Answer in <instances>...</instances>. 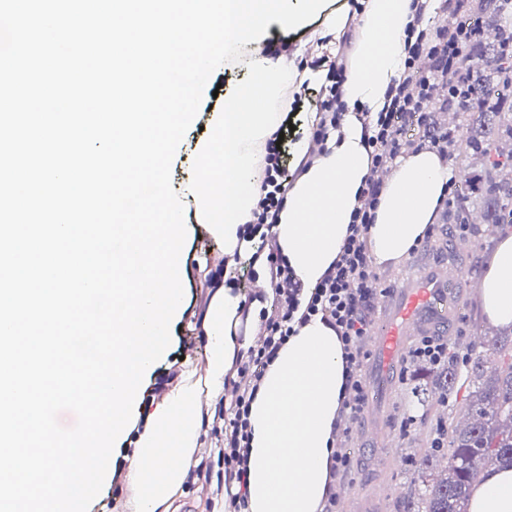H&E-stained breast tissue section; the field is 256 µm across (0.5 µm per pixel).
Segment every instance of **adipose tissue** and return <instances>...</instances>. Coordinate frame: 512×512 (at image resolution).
<instances>
[{"instance_id":"obj_1","label":"adipose tissue","mask_w":512,"mask_h":512,"mask_svg":"<svg viewBox=\"0 0 512 512\" xmlns=\"http://www.w3.org/2000/svg\"><path fill=\"white\" fill-rule=\"evenodd\" d=\"M320 28L292 54L270 58L250 44L243 63L251 78L211 114V133L198 147V167L180 192L196 222L209 225L227 256L254 254L243 226L264 176L265 144L303 83L325 71L299 67L315 40L354 30V48L342 84L348 112L324 150L288 189L271 228L303 287L311 288L335 259L355 196L370 174L364 129L355 115L380 111L404 60L410 0H346L322 11ZM451 171L422 149L399 158L380 196L369 235L375 265L397 262L424 236L443 201ZM487 321L512 327V232L502 233L478 282ZM243 304L232 287L217 288L203 314V373L183 370L150 414L129 464L136 488L128 512H172L202 434L203 399L224 393L225 379L245 350L237 328ZM344 363L335 332L320 320L299 328L267 369L251 406L249 512H318L328 473V439L342 396ZM468 512H512V469L484 472Z\"/></svg>"}]
</instances>
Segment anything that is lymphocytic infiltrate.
Masks as SVG:
<instances>
[{
    "instance_id": "obj_1",
    "label": "lymphocytic infiltrate",
    "mask_w": 512,
    "mask_h": 512,
    "mask_svg": "<svg viewBox=\"0 0 512 512\" xmlns=\"http://www.w3.org/2000/svg\"><path fill=\"white\" fill-rule=\"evenodd\" d=\"M463 6L464 0H447L449 21L431 26L426 24L425 18L432 9V0H412L414 23L406 37L403 67L387 100L375 115L364 112L356 115L357 120L364 123L372 175L356 197L346 235L335 259L317 285L308 290L297 281L268 229L278 221L291 177L305 173L316 154L310 151L293 161L287 150L277 149L273 144L267 147L265 177L254 209L255 220L246 230L260 237L259 250L264 254L272 301L270 306L259 311L254 344L237 357L233 371L226 379L233 392L230 405H219L214 410L212 431L224 437L217 459L200 461L193 469L194 475L207 479L214 468H223L225 480L237 485V491L231 497L235 512H246L247 507L251 404L267 368L288 339L295 335L296 325L306 324L316 317L335 332L345 364V390L330 437L331 488L319 508V512H340L334 486L352 471L347 444L352 424L367 404L363 375L364 338L375 302L384 293L372 264L369 240V228L375 220L382 191L381 182L375 180L373 174L392 169L396 161L412 149L425 147L442 158H451L456 135L451 130H438L434 122L436 101L433 91L439 85L446 87L448 103L460 112L471 102L464 89L467 79L460 73L458 63L477 37L478 29ZM351 50L352 37L344 35L334 60L328 64L327 76L332 83L325 87L315 115L313 140L316 144H323L328 131L337 127L346 112L340 88ZM287 168L292 171L288 178L283 175Z\"/></svg>"
}]
</instances>
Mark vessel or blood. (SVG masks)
<instances>
[{
  "label": "vessel or blood",
  "mask_w": 512,
  "mask_h": 512,
  "mask_svg": "<svg viewBox=\"0 0 512 512\" xmlns=\"http://www.w3.org/2000/svg\"><path fill=\"white\" fill-rule=\"evenodd\" d=\"M466 286L461 267L433 260L425 262L418 277L395 290L385 320L372 326L368 338L381 361L377 388L392 384L403 337L453 331Z\"/></svg>",
  "instance_id": "1"
}]
</instances>
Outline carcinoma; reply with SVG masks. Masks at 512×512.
I'll return each instance as SVG.
<instances>
[{
  "label": "carcinoma",
  "mask_w": 512,
  "mask_h": 512,
  "mask_svg": "<svg viewBox=\"0 0 512 512\" xmlns=\"http://www.w3.org/2000/svg\"><path fill=\"white\" fill-rule=\"evenodd\" d=\"M476 11L481 33L461 63L471 74L472 104L458 120L471 150L464 158L479 159L480 167L472 168L450 221L470 224L478 207L483 223L512 224V71L499 65L512 53V0H482ZM483 344L491 357H476L463 372L450 358L433 375L440 406L466 389L464 420L448 413L442 446L420 457L413 512H467L482 469L512 468V333Z\"/></svg>",
  "instance_id": "cac0c4a2"
}]
</instances>
